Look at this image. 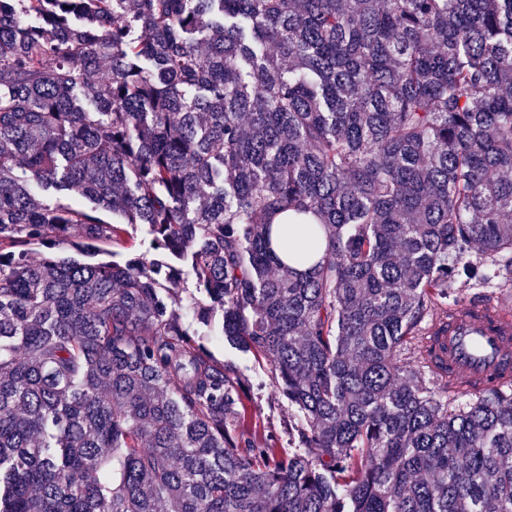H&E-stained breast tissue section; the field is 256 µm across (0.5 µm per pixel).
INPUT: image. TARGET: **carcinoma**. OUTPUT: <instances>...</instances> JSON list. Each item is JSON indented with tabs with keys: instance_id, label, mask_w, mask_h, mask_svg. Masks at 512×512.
Masks as SVG:
<instances>
[{
	"instance_id": "obj_1",
	"label": "carcinoma",
	"mask_w": 512,
	"mask_h": 512,
	"mask_svg": "<svg viewBox=\"0 0 512 512\" xmlns=\"http://www.w3.org/2000/svg\"><path fill=\"white\" fill-rule=\"evenodd\" d=\"M510 215L512 0H0V512H512V386L421 328ZM200 333L204 334L203 343L216 360L231 365L242 378L249 381L251 399L247 402L248 414L260 422L266 431L282 436L284 445L288 447V419L295 418L297 414L274 386L266 363L258 362L250 352L224 344L218 325L200 330Z\"/></svg>"
}]
</instances>
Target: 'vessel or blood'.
Segmentation results:
<instances>
[{
    "label": "vessel or blood",
    "instance_id": "b4317fda",
    "mask_svg": "<svg viewBox=\"0 0 512 512\" xmlns=\"http://www.w3.org/2000/svg\"><path fill=\"white\" fill-rule=\"evenodd\" d=\"M448 350V371L462 377L460 394L479 395L474 377L504 374L512 380V311L491 304L450 309L439 339Z\"/></svg>",
    "mask_w": 512,
    "mask_h": 512
}]
</instances>
